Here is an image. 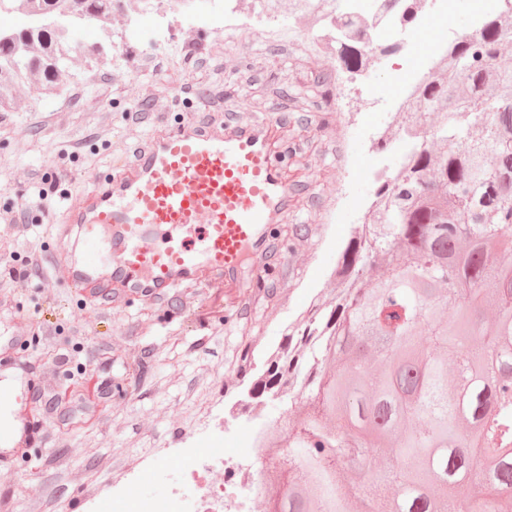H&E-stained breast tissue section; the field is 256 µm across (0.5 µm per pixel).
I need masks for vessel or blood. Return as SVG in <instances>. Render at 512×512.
Here are the masks:
<instances>
[{"label":"vessel or blood","instance_id":"1","mask_svg":"<svg viewBox=\"0 0 512 512\" xmlns=\"http://www.w3.org/2000/svg\"><path fill=\"white\" fill-rule=\"evenodd\" d=\"M261 117L170 123L115 159L110 173L70 197L56 226L54 269L82 296L157 300L186 285L243 287L245 267L269 263V226L295 192ZM29 420L0 426L27 447Z\"/></svg>","mask_w":512,"mask_h":512}]
</instances>
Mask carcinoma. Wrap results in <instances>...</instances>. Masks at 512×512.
Returning <instances> with one entry per match:
<instances>
[{"instance_id":"carcinoma-1","label":"carcinoma","mask_w":512,"mask_h":512,"mask_svg":"<svg viewBox=\"0 0 512 512\" xmlns=\"http://www.w3.org/2000/svg\"><path fill=\"white\" fill-rule=\"evenodd\" d=\"M414 22L424 0H382ZM114 0H72L86 22L109 18ZM348 37L336 57L350 72L371 50L368 33L338 14ZM82 27L0 34V112H14L23 85L57 96L67 78L106 67L85 55ZM512 42V8L448 43L407 109L426 138L352 237L336 274L343 288L312 307L297 337L252 381L251 402L283 401L295 415L280 437L265 434L270 468L261 491L282 512H512V68L494 64ZM447 144L439 156L431 142ZM464 327L439 319L443 309ZM472 448V454L459 452Z\"/></svg>"}]
</instances>
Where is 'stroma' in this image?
<instances>
[{"instance_id": "obj_1", "label": "stroma", "mask_w": 512, "mask_h": 512, "mask_svg": "<svg viewBox=\"0 0 512 512\" xmlns=\"http://www.w3.org/2000/svg\"><path fill=\"white\" fill-rule=\"evenodd\" d=\"M481 4L425 0L404 49L381 58L359 89L342 83L339 62L319 51L296 57L255 36L219 42L202 37L205 20L187 16L179 36L191 42L190 52L139 66L140 52L155 41L146 23L122 72L106 69L78 91L50 102L29 96L22 110L0 113V213L22 210L32 227L19 246L0 233V260L18 252V268L33 250L44 261L13 295L0 296V356L14 361L0 371V383L17 392L15 402L0 406V423L24 416L39 428L29 447L0 448V512H84L88 495L149 454L155 462L138 496L162 498L181 471L180 446L223 444L225 453L244 458L243 480L268 467L248 419L228 430L195 423L266 370L270 351L301 324L310 304L334 300L332 272L378 186L372 160L381 156L394 168L404 150L396 133L388 134L386 150L374 147L404 93L392 74L400 66L424 75L435 45L475 29ZM284 80L311 91L309 106L279 104L275 92ZM171 84L180 87L179 98L163 96ZM202 88L207 97L199 96ZM150 95L151 111L173 122L202 101L224 99L231 117L269 119L280 130L296 193L272 225L270 267L249 275L244 292L216 284L183 287L155 303L118 301L105 324L102 300L79 296L54 275V215L34 199L41 186H54L62 197L99 180L115 156L148 133L137 114ZM246 345L253 351L247 368L240 362ZM49 376L67 390L62 403L33 387ZM88 385L99 386L102 398L86 397Z\"/></svg>"}]
</instances>
